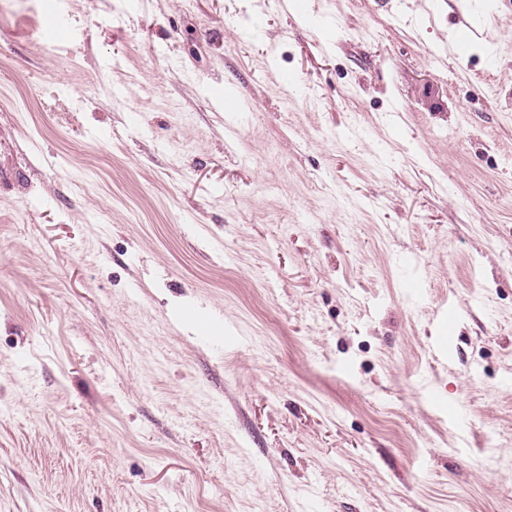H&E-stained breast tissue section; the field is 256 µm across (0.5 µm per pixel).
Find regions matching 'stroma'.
<instances>
[{
    "instance_id": "1",
    "label": "stroma",
    "mask_w": 512,
    "mask_h": 512,
    "mask_svg": "<svg viewBox=\"0 0 512 512\" xmlns=\"http://www.w3.org/2000/svg\"><path fill=\"white\" fill-rule=\"evenodd\" d=\"M304 2L0 0V512H512V8ZM217 107L224 112V123L226 129L232 133L237 126L242 112H249L250 106L245 99L235 98L231 94L218 95Z\"/></svg>"
}]
</instances>
